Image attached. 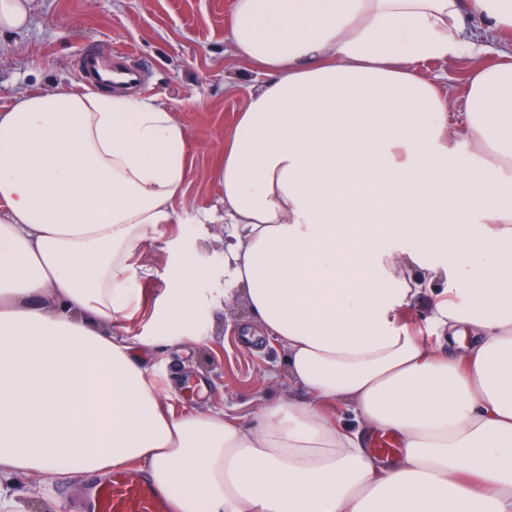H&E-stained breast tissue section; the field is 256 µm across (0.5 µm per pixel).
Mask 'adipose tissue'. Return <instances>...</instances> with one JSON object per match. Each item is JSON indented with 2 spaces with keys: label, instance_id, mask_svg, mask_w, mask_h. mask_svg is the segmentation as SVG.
Wrapping results in <instances>:
<instances>
[{
  "label": "adipose tissue",
  "instance_id": "ef3b65f1",
  "mask_svg": "<svg viewBox=\"0 0 512 512\" xmlns=\"http://www.w3.org/2000/svg\"><path fill=\"white\" fill-rule=\"evenodd\" d=\"M224 39L263 76L218 169L224 278L186 260L157 330L195 340L239 292L292 392L164 409L129 268L176 219L186 132L153 97L25 93L0 112V512L11 478L132 462L175 512H512V62H483L512 0H234ZM461 59L460 101L421 66ZM421 297L431 341L401 320Z\"/></svg>",
  "mask_w": 512,
  "mask_h": 512
}]
</instances>
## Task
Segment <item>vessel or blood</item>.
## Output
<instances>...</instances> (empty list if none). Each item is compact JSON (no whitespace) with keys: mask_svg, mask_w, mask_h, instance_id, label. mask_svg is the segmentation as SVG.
<instances>
[{"mask_svg":"<svg viewBox=\"0 0 512 512\" xmlns=\"http://www.w3.org/2000/svg\"><path fill=\"white\" fill-rule=\"evenodd\" d=\"M78 80L87 86L122 91L141 84L139 71L108 47L84 55ZM88 508L90 512H172L168 497L135 468L113 472L109 481L95 489Z\"/></svg>","mask_w":512,"mask_h":512,"instance_id":"vessel-or-blood-1","label":"vessel or blood"}]
</instances>
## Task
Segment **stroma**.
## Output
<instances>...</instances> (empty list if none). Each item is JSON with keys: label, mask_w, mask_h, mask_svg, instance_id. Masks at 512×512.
<instances>
[{"label": "stroma", "mask_w": 512, "mask_h": 512, "mask_svg": "<svg viewBox=\"0 0 512 512\" xmlns=\"http://www.w3.org/2000/svg\"><path fill=\"white\" fill-rule=\"evenodd\" d=\"M233 0H31L27 27L0 37V111L24 93L52 86L80 90L79 57L102 42L126 52L142 73L140 95L165 101L188 134L189 177L176 223L159 228L155 242L135 252L131 276L140 296L131 327L141 336L136 349L165 405L182 414L212 407L247 416L258 401L273 402L287 384L267 381L285 370L281 343L261 335L238 293L200 311L195 342L155 337L156 311L177 284L186 258L213 277L224 275L227 224H201L198 216L224 210L218 168L224 139L248 104L260 77L224 41ZM97 474L66 476L52 491L34 494L21 477L25 512H78Z\"/></svg>", "instance_id": "35a3bbf8"}]
</instances>
